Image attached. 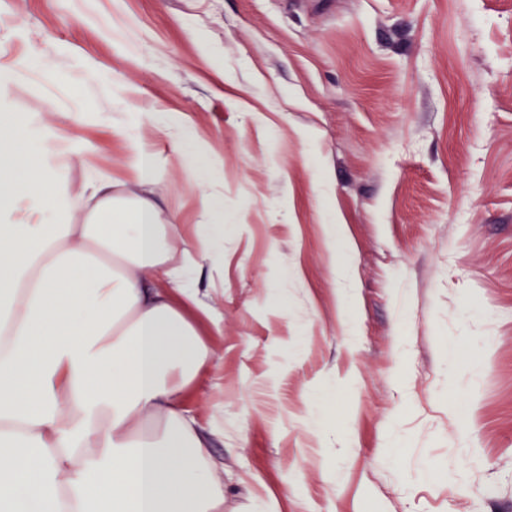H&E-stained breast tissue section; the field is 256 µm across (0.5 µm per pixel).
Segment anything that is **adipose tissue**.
Here are the masks:
<instances>
[{
  "mask_svg": "<svg viewBox=\"0 0 512 512\" xmlns=\"http://www.w3.org/2000/svg\"><path fill=\"white\" fill-rule=\"evenodd\" d=\"M139 127L126 164L145 186L164 152L142 136L153 113ZM173 148L204 219L191 234L99 172L72 189L0 105V512H224L218 432L186 403L224 333L187 283L224 274V199L212 157L184 132Z\"/></svg>",
  "mask_w": 512,
  "mask_h": 512,
  "instance_id": "1",
  "label": "adipose tissue"
}]
</instances>
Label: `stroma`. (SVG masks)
I'll return each instance as SVG.
<instances>
[{"instance_id": "stroma-1", "label": "stroma", "mask_w": 512, "mask_h": 512, "mask_svg": "<svg viewBox=\"0 0 512 512\" xmlns=\"http://www.w3.org/2000/svg\"><path fill=\"white\" fill-rule=\"evenodd\" d=\"M0 38L70 185L81 154L134 187L139 110L224 171V278H194L224 333L189 399L224 512H512V0H0ZM184 168L150 189L192 231ZM340 382L345 434L316 425Z\"/></svg>"}]
</instances>
